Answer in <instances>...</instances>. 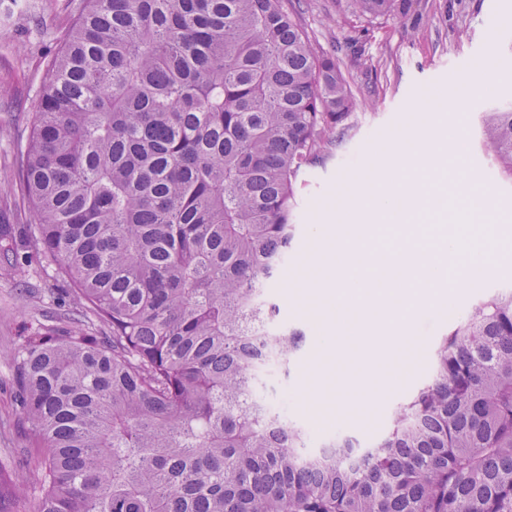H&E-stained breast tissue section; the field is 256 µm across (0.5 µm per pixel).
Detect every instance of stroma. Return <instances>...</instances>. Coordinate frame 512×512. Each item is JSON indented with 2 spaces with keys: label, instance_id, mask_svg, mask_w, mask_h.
I'll return each instance as SVG.
<instances>
[{
  "label": "stroma",
  "instance_id": "obj_1",
  "mask_svg": "<svg viewBox=\"0 0 512 512\" xmlns=\"http://www.w3.org/2000/svg\"><path fill=\"white\" fill-rule=\"evenodd\" d=\"M419 26L403 28L387 17L369 18L353 11L351 0H286V8L304 28L314 47L336 57L354 98V130L345 136L325 164L307 168L299 177L296 221L300 226L281 274L266 295L280 312L276 327L302 325L307 340L291 376L273 370L261 375L259 396L273 406H286L288 418L306 433L307 453H316L336 433L370 444L382 435L394 405L430 378V343L444 334L481 300L512 287V253H501L485 286L445 289L442 296L419 307L409 336L424 338V347L409 355L410 367L398 375L393 361L376 368L373 379L394 381L378 400L358 403L348 376L362 349L344 322H337L335 353L319 351L326 330L317 313L323 296L305 290L308 280L322 277L327 262L310 258L313 225L328 223L337 206L351 203L354 186L366 174L368 153L384 150L392 137L423 125L455 126L461 130L466 167L494 189L496 244L512 243V179L483 145L482 115L491 107L512 102V70L499 66L512 58V33L495 23L497 14L512 11V0H422ZM70 24L67 0H58L52 34L41 32L37 20L0 0V464L7 472L36 482L46 449L29 448L16 401L10 354L25 337L46 326H73L76 308L63 283L28 246L30 206L17 187L15 141L27 135L35 112L34 90L46 63L56 52ZM365 49L356 60L346 49L350 41ZM498 70L494 86L467 92L471 68ZM444 81L448 93L429 102L432 83ZM462 111H452L456 101Z\"/></svg>",
  "mask_w": 512,
  "mask_h": 512
}]
</instances>
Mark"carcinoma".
<instances>
[{
    "label": "carcinoma",
    "instance_id": "cac0c4a2",
    "mask_svg": "<svg viewBox=\"0 0 512 512\" xmlns=\"http://www.w3.org/2000/svg\"><path fill=\"white\" fill-rule=\"evenodd\" d=\"M420 20L416 0H352ZM18 153L29 236L97 332L14 349L32 512H512V289L432 347V380L362 446L305 434L256 393L305 331L263 299L301 172L352 128L334 57L283 0H69ZM512 178V105L484 114ZM358 457L352 464L349 458Z\"/></svg>",
    "mask_w": 512,
    "mask_h": 512
}]
</instances>
